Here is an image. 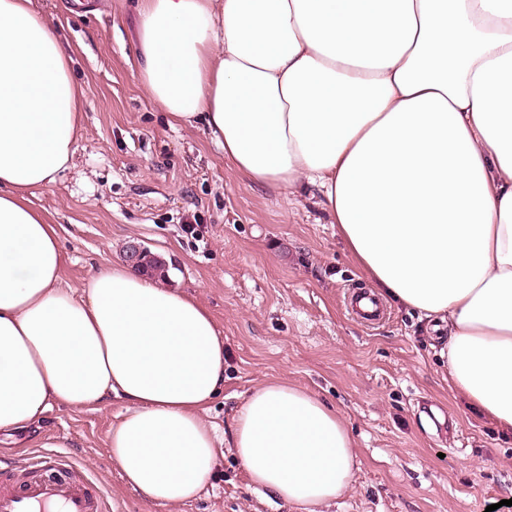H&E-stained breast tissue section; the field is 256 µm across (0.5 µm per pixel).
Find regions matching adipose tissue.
Segmentation results:
<instances>
[{
	"label": "adipose tissue",
	"mask_w": 512,
	"mask_h": 512,
	"mask_svg": "<svg viewBox=\"0 0 512 512\" xmlns=\"http://www.w3.org/2000/svg\"><path fill=\"white\" fill-rule=\"evenodd\" d=\"M138 77L202 122L250 184L314 186L380 296L448 325L453 391L512 431V0H139ZM83 92L34 0H0V434L123 400L109 451L166 507L234 449L253 485L326 512L351 489L345 421L261 385L218 438L224 339L194 296L131 265L65 282L32 201L83 134Z\"/></svg>",
	"instance_id": "obj_1"
}]
</instances>
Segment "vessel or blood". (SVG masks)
<instances>
[{
    "label": "vessel or blood",
    "instance_id": "b4317fda",
    "mask_svg": "<svg viewBox=\"0 0 512 512\" xmlns=\"http://www.w3.org/2000/svg\"><path fill=\"white\" fill-rule=\"evenodd\" d=\"M354 311L368 325L385 314L380 300L362 295ZM26 471H0V512H112L92 473L64 453L44 450L29 457Z\"/></svg>",
    "mask_w": 512,
    "mask_h": 512
}]
</instances>
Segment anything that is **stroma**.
<instances>
[{"instance_id":"1","label":"stroma","mask_w":512,"mask_h":512,"mask_svg":"<svg viewBox=\"0 0 512 512\" xmlns=\"http://www.w3.org/2000/svg\"><path fill=\"white\" fill-rule=\"evenodd\" d=\"M37 0L83 90L84 135L36 207L60 226L64 277L82 287L137 241L163 256L167 287L195 295L224 338V390L206 417L226 431L255 387L308 389L344 419L358 466L329 512H512V434L449 387L446 324L395 303L375 326L347 305L369 282L312 186L279 194L245 182L203 123L158 109L136 77L138 0ZM197 225L195 234L183 224ZM124 404L52 409L0 439V466L25 465L43 435L62 437L112 499V512H304L253 486L234 452L202 493L175 508L143 500L108 454Z\"/></svg>"}]
</instances>
